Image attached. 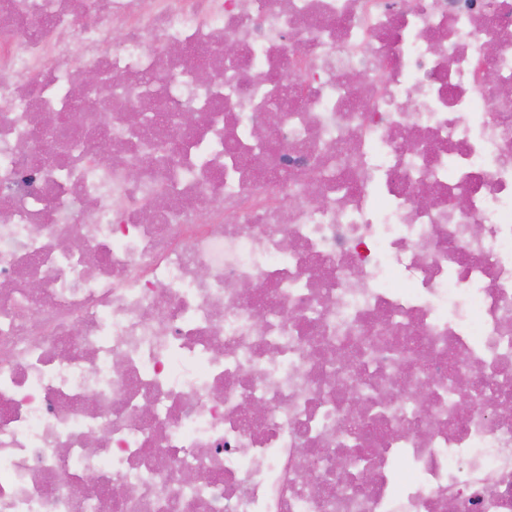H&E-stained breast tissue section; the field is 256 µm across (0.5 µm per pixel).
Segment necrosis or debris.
<instances>
[{"label": "necrosis or debris", "instance_id": "obj_1", "mask_svg": "<svg viewBox=\"0 0 512 512\" xmlns=\"http://www.w3.org/2000/svg\"><path fill=\"white\" fill-rule=\"evenodd\" d=\"M93 501L512 512V0H0V512Z\"/></svg>", "mask_w": 512, "mask_h": 512}]
</instances>
